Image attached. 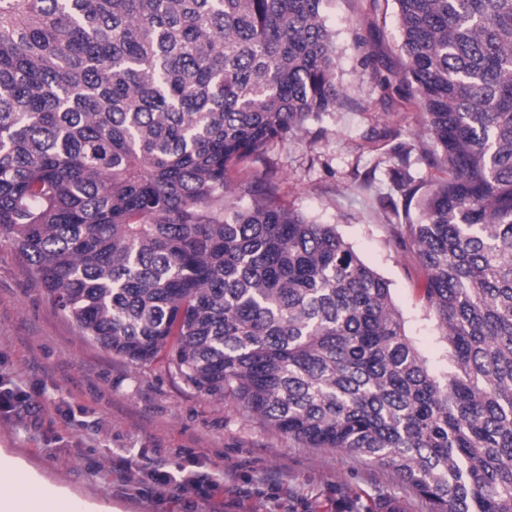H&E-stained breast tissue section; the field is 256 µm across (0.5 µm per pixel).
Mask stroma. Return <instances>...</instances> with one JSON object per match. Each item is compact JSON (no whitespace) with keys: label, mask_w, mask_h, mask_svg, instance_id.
I'll use <instances>...</instances> for the list:
<instances>
[{"label":"stroma","mask_w":512,"mask_h":512,"mask_svg":"<svg viewBox=\"0 0 512 512\" xmlns=\"http://www.w3.org/2000/svg\"><path fill=\"white\" fill-rule=\"evenodd\" d=\"M334 34V111L307 121L271 147L249 173L269 175L283 205L339 234L390 283L405 329L436 373L448 368L434 315L423 299L415 253L390 226L415 224L381 201L404 199L390 177L392 149L410 147L409 173L429 177L414 136L420 116L397 91L405 66L393 0H325ZM390 79L389 88L378 85ZM0 384L37 403L18 418L0 414V450L22 459L78 504L120 512H428L393 475L334 448H302L236 404L187 385L166 359L132 366L84 336L33 277L9 242H0ZM194 471V489L162 483L166 471Z\"/></svg>","instance_id":"35a3bbf8"}]
</instances>
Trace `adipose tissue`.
I'll return each instance as SVG.
<instances>
[{
  "mask_svg": "<svg viewBox=\"0 0 512 512\" xmlns=\"http://www.w3.org/2000/svg\"><path fill=\"white\" fill-rule=\"evenodd\" d=\"M25 465L0 451V512H78L74 498L64 489L29 475L27 483L17 481Z\"/></svg>",
  "mask_w": 512,
  "mask_h": 512,
  "instance_id": "ef3b65f1",
  "label": "adipose tissue"
}]
</instances>
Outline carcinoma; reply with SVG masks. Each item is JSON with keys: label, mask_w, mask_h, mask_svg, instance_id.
<instances>
[{"label": "carcinoma", "mask_w": 512, "mask_h": 512, "mask_svg": "<svg viewBox=\"0 0 512 512\" xmlns=\"http://www.w3.org/2000/svg\"><path fill=\"white\" fill-rule=\"evenodd\" d=\"M324 0H0V238L82 333L430 512H512V0H394L392 181L450 371L336 231L240 176L336 106ZM252 200L240 207L233 197Z\"/></svg>", "instance_id": "cac0c4a2"}]
</instances>
